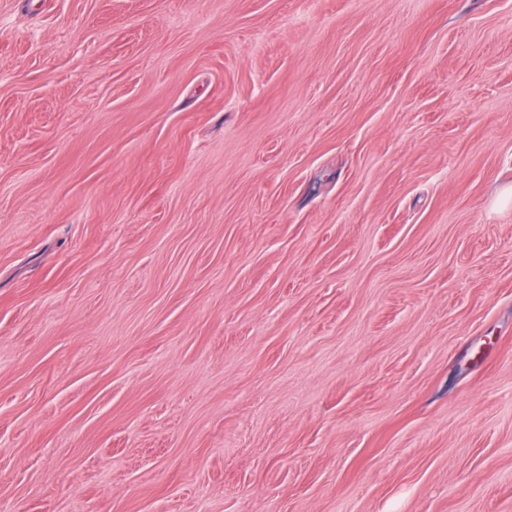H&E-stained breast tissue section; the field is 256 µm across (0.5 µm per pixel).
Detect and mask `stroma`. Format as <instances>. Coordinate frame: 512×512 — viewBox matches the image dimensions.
<instances>
[{
    "instance_id": "stroma-1",
    "label": "stroma",
    "mask_w": 512,
    "mask_h": 512,
    "mask_svg": "<svg viewBox=\"0 0 512 512\" xmlns=\"http://www.w3.org/2000/svg\"><path fill=\"white\" fill-rule=\"evenodd\" d=\"M512 0H0V512H512Z\"/></svg>"
}]
</instances>
